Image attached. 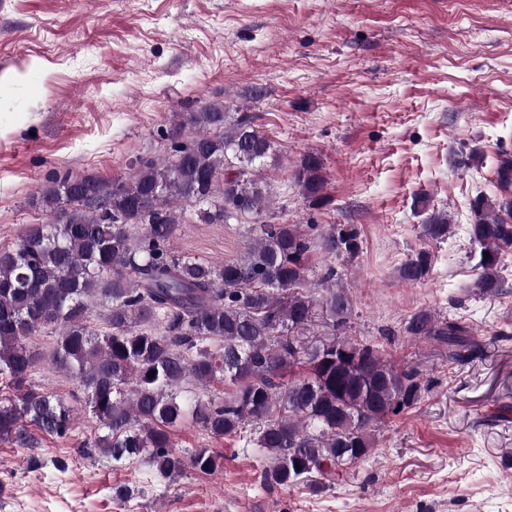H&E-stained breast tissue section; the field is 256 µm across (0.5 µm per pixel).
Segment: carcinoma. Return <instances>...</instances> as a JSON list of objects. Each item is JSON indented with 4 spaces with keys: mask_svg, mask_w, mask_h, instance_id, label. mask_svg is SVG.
Instances as JSON below:
<instances>
[{
    "mask_svg": "<svg viewBox=\"0 0 512 512\" xmlns=\"http://www.w3.org/2000/svg\"><path fill=\"white\" fill-rule=\"evenodd\" d=\"M171 123L162 157L139 159L125 179L87 174L44 186L37 204L46 223L0 251V439L29 448L27 423L57 437L74 428L73 407L30 380L29 339L51 331L50 361L77 382L76 400L98 425L99 454L141 460L163 479L187 467L214 472L222 464L209 449L175 450L172 429L189 417L215 439L250 432L270 460L268 485L333 477L369 456L377 432L428 390L417 368H399L379 345L347 335L344 289L327 285L318 296L311 286L315 244L352 258L359 234L344 224L265 220L271 187L255 167L273 142L253 116L213 102L174 112ZM295 181L312 203L325 200L317 155L302 156ZM472 213L474 288L497 296L512 254V201L478 196ZM195 217L262 223L264 231L216 265L171 248L175 225ZM449 229L443 211L423 224L432 242L447 240ZM431 271V253L419 249L398 274L411 283ZM92 299L106 305L103 331L92 325ZM317 306L339 335L300 345L288 332L311 321ZM404 332L448 347L451 362L483 354L464 324L431 309L412 313ZM216 381L224 394L210 391Z\"/></svg>",
    "mask_w": 512,
    "mask_h": 512,
    "instance_id": "carcinoma-1",
    "label": "carcinoma"
}]
</instances>
